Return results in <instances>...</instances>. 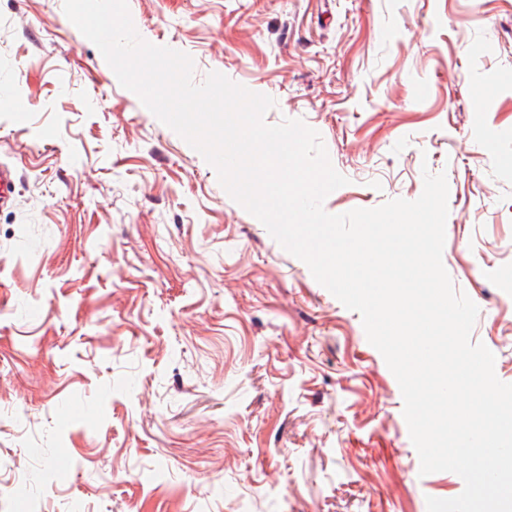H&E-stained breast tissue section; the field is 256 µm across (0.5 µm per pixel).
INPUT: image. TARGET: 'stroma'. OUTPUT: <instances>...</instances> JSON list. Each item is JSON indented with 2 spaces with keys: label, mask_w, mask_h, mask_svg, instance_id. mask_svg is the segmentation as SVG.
<instances>
[{
  "label": "stroma",
  "mask_w": 512,
  "mask_h": 512,
  "mask_svg": "<svg viewBox=\"0 0 512 512\" xmlns=\"http://www.w3.org/2000/svg\"><path fill=\"white\" fill-rule=\"evenodd\" d=\"M349 180L445 174L443 264L512 383V0H128ZM0 512H427L399 384L344 307L123 88L63 0H0Z\"/></svg>",
  "instance_id": "stroma-1"
}]
</instances>
